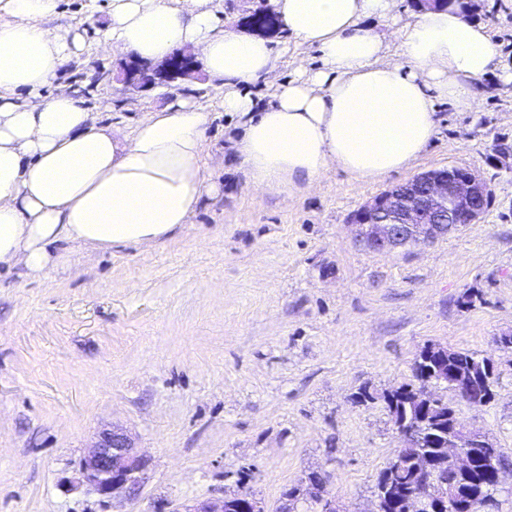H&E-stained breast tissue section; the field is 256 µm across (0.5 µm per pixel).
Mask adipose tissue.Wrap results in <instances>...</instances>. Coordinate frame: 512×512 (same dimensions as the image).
<instances>
[{
  "label": "adipose tissue",
  "mask_w": 512,
  "mask_h": 512,
  "mask_svg": "<svg viewBox=\"0 0 512 512\" xmlns=\"http://www.w3.org/2000/svg\"><path fill=\"white\" fill-rule=\"evenodd\" d=\"M319 64L275 75L269 41L221 28L213 0H110L105 42L159 62L200 54L237 117L234 149L256 190L288 198L329 168L373 180L407 168L437 133L436 106L469 109L496 68L490 30L453 6L415 15L396 49L364 27L397 0H271ZM58 0H0V267L43 273L60 242L86 252L149 246L191 223L218 186L204 175L209 114L176 97L131 131L100 125L73 95L47 94L85 48L79 30L49 26ZM275 86L258 106L251 88Z\"/></svg>",
  "instance_id": "obj_1"
}]
</instances>
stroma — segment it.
<instances>
[{
	"label": "stroma",
	"instance_id": "obj_1",
	"mask_svg": "<svg viewBox=\"0 0 512 512\" xmlns=\"http://www.w3.org/2000/svg\"><path fill=\"white\" fill-rule=\"evenodd\" d=\"M106 0H61L55 25L87 42L53 91L76 87L101 123L132 129L176 96L211 114L205 143L223 167L191 223L147 247H61L30 276L0 269V512H172L245 492L265 512H317L309 473L338 512H373L380 470L404 445L383 391L412 379L428 345L492 360L493 400L444 398L487 433L507 464L498 512H512V83L483 77L470 110L436 106L438 132L408 168L359 181L327 170L292 199L258 193L232 147L238 120L221 82L197 78L131 92L117 82L129 52L99 49ZM489 28L512 67V0H456ZM475 171L489 205L430 245L381 254L352 215L430 170ZM123 429L149 466L130 499L65 492L106 429ZM299 489L288 501V489Z\"/></svg>",
	"mask_w": 512,
	"mask_h": 512
}]
</instances>
